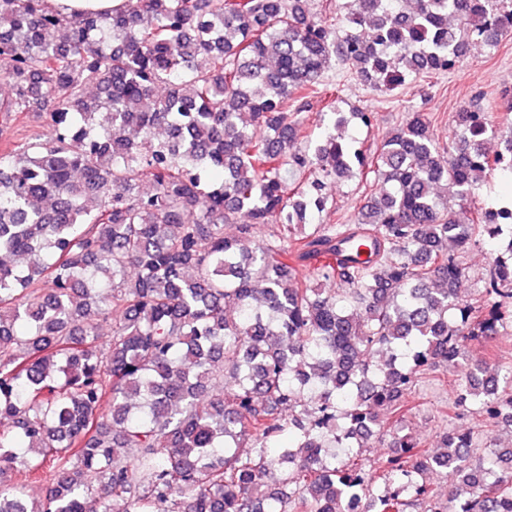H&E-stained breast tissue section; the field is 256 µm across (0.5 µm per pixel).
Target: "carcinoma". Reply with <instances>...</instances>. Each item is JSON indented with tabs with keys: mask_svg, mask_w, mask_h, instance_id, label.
<instances>
[{
	"mask_svg": "<svg viewBox=\"0 0 512 512\" xmlns=\"http://www.w3.org/2000/svg\"><path fill=\"white\" fill-rule=\"evenodd\" d=\"M308 2L0 0V131L53 126L0 154V512H512V448L402 425L438 367L464 371L448 417L512 423V365L467 355L512 321V242L473 303L445 251L512 233V206L455 211L512 177V137L486 152L470 107L445 144L414 111L373 149L344 116L303 142L292 118L332 106L333 62L386 87L459 68L512 39V0ZM370 173L355 227L323 223L330 185ZM437 469L446 503L417 481ZM123 0H46L49 10L68 18H79L87 12H109L120 6ZM50 123L45 112H26L13 129L0 134V153L5 143L9 142L10 147L14 148L36 135L44 138L49 132Z\"/></svg>",
	"mask_w": 512,
	"mask_h": 512,
	"instance_id": "obj_1",
	"label": "carcinoma"
}]
</instances>
